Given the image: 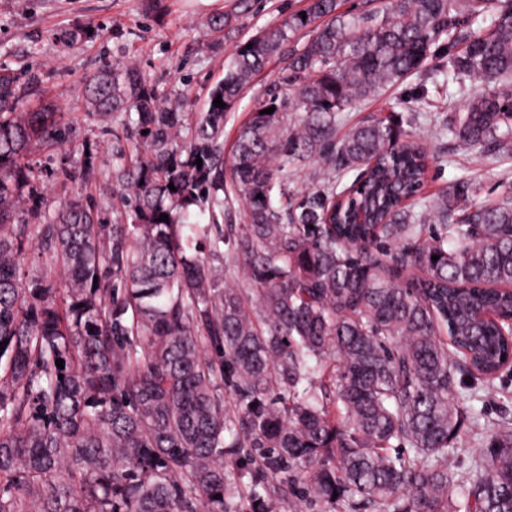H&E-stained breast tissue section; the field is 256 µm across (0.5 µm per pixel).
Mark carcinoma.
Returning a JSON list of instances; mask_svg holds the SVG:
<instances>
[{"mask_svg": "<svg viewBox=\"0 0 512 512\" xmlns=\"http://www.w3.org/2000/svg\"><path fill=\"white\" fill-rule=\"evenodd\" d=\"M246 8L235 0L207 23L230 31ZM443 36L463 46L448 72L486 84L444 130L496 163L512 154V0L359 14L308 0L236 45L187 141L184 113L159 106L137 70L98 71L92 105L132 142L115 157L128 224L103 223L79 196L19 223L22 186L41 215L50 175L24 158L58 141L57 113L16 111L39 76L0 68V512H270L274 485L295 512H512V425L460 478L450 454L471 414L455 374L491 385L512 367V187L477 202L460 178L416 211L428 154L400 119L336 136L344 112L418 72ZM276 57L285 66L227 164L224 114ZM308 163L318 186L292 187ZM226 185L242 203L228 226ZM35 232L66 275L60 299L45 278L19 279ZM205 242L216 260L231 245L250 289L224 284L198 256Z\"/></svg>", "mask_w": 512, "mask_h": 512, "instance_id": "obj_1", "label": "carcinoma"}]
</instances>
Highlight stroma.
Instances as JSON below:
<instances>
[{
  "label": "stroma",
  "instance_id": "1",
  "mask_svg": "<svg viewBox=\"0 0 512 512\" xmlns=\"http://www.w3.org/2000/svg\"><path fill=\"white\" fill-rule=\"evenodd\" d=\"M305 5L306 0H251L235 29L225 33L206 26L208 14L197 0H0V67L32 69L40 77L17 109L54 112L60 122L61 142L30 155L31 163L52 174L46 209L57 210L81 194L97 206L105 223L123 220V210L114 206L112 168L116 150L130 143L115 137L111 116L90 115V76L106 67L136 69L162 105L199 113L223 80L235 45L279 26ZM74 32L83 38L72 44L68 36ZM447 59L448 42L442 39L432 46L421 71L345 112L342 128L350 130L376 113L395 114L431 155L426 199L438 198L461 177L474 182L477 201L501 198L505 184L512 183V156L487 163L441 132L449 106H462L480 90L449 75ZM282 65L281 59H272L232 104L224 121L225 149H232L239 128L266 100ZM87 147L93 150L97 172L89 181L82 177ZM496 386L495 396L489 397L475 392L472 377H455V393L471 395L473 412L470 428L453 450L459 472L468 470L499 424L512 422V370Z\"/></svg>",
  "mask_w": 512,
  "mask_h": 512
}]
</instances>
